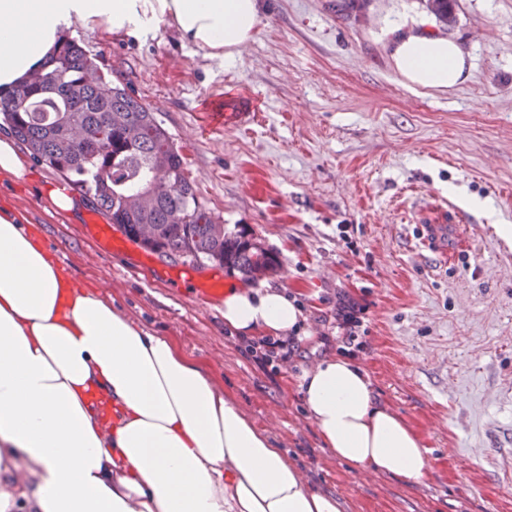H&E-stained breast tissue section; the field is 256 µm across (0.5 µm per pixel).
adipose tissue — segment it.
Returning <instances> with one entry per match:
<instances>
[{
    "label": "adipose tissue",
    "instance_id": "adipose-tissue-1",
    "mask_svg": "<svg viewBox=\"0 0 512 512\" xmlns=\"http://www.w3.org/2000/svg\"><path fill=\"white\" fill-rule=\"evenodd\" d=\"M263 0H0V93L44 71L73 23L141 40L169 27L219 64L252 40ZM405 87L446 90L468 54L443 34L391 31ZM285 290L228 283L224 326L240 336H299ZM337 460L424 481L417 432L379 405L360 364L318 360L300 385ZM283 449L164 336L81 290L9 205L0 206V512H342Z\"/></svg>",
    "mask_w": 512,
    "mask_h": 512
}]
</instances>
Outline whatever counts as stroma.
I'll return each instance as SVG.
<instances>
[{
    "label": "stroma",
    "mask_w": 512,
    "mask_h": 512,
    "mask_svg": "<svg viewBox=\"0 0 512 512\" xmlns=\"http://www.w3.org/2000/svg\"><path fill=\"white\" fill-rule=\"evenodd\" d=\"M250 44L218 65L168 28L141 41L76 24L68 38L106 78L157 112L199 202L254 234L278 259L263 281L306 316L281 371L258 368L224 327V295L159 277L138 243L99 252L83 218L56 213L62 177L30 162L0 178L13 207L68 275L207 371L266 430L313 487L343 512H512V0H456L452 24L425 0H265ZM462 42L468 79L446 91L403 86L387 49L399 23ZM232 81L261 97L250 129L205 130L197 108ZM464 225L452 254L425 248L417 227ZM364 306L354 358L380 404L430 450L417 485L336 460L308 418L303 369L339 353L336 309Z\"/></svg>",
    "instance_id": "1"
}]
</instances>
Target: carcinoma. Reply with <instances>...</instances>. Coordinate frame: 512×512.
<instances>
[{"instance_id": "1", "label": "carcinoma", "mask_w": 512, "mask_h": 512, "mask_svg": "<svg viewBox=\"0 0 512 512\" xmlns=\"http://www.w3.org/2000/svg\"><path fill=\"white\" fill-rule=\"evenodd\" d=\"M453 2L428 0L427 8L450 23ZM89 62L82 47L65 41L45 75L51 82L65 74L74 93L20 86L0 97V130L11 133L33 160L72 182L94 210L150 250L199 265L217 262L251 279L259 265L275 270L276 258L260 242L237 224L224 226L200 204L178 149L147 103L105 78L82 83ZM120 113L137 118L139 138H129L112 123ZM158 165L172 171L171 187L153 186L152 170Z\"/></svg>"}]
</instances>
